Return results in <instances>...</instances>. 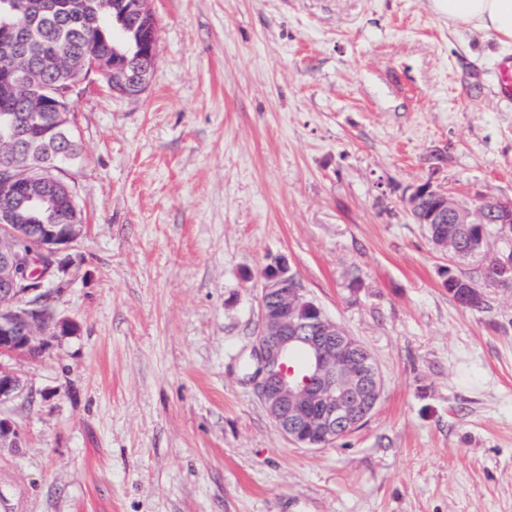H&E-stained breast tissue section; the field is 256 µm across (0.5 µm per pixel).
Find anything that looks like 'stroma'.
<instances>
[{"mask_svg":"<svg viewBox=\"0 0 512 512\" xmlns=\"http://www.w3.org/2000/svg\"><path fill=\"white\" fill-rule=\"evenodd\" d=\"M139 96L89 82L61 178L88 224L56 280L77 325L11 360L14 512H512V283L463 308L405 200L512 201L490 33L430 0H151ZM287 262L383 379L358 430L303 448L249 384L261 273Z\"/></svg>","mask_w":512,"mask_h":512,"instance_id":"1","label":"stroma"}]
</instances>
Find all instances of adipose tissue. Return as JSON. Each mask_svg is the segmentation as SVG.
Segmentation results:
<instances>
[{"mask_svg": "<svg viewBox=\"0 0 512 512\" xmlns=\"http://www.w3.org/2000/svg\"><path fill=\"white\" fill-rule=\"evenodd\" d=\"M450 27L491 32L500 46L512 49V0H431Z\"/></svg>", "mask_w": 512, "mask_h": 512, "instance_id": "adipose-tissue-1", "label": "adipose tissue"}]
</instances>
